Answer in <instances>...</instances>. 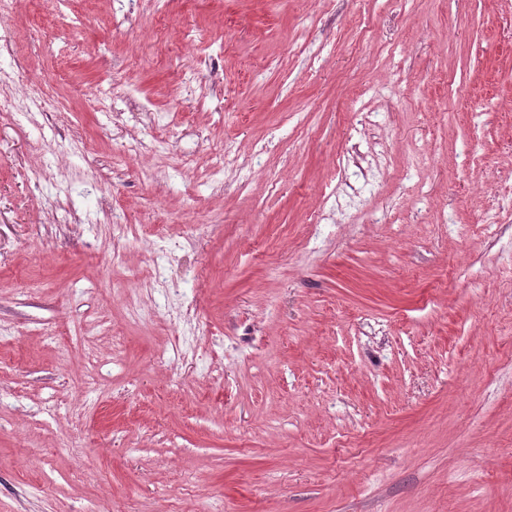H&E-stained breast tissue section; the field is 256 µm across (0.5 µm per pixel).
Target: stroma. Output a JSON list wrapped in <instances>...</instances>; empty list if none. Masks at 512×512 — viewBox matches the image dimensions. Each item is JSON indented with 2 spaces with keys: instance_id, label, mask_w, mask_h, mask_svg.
<instances>
[{
  "instance_id": "stroma-1",
  "label": "stroma",
  "mask_w": 512,
  "mask_h": 512,
  "mask_svg": "<svg viewBox=\"0 0 512 512\" xmlns=\"http://www.w3.org/2000/svg\"><path fill=\"white\" fill-rule=\"evenodd\" d=\"M11 17L0 512H512V0Z\"/></svg>"
}]
</instances>
